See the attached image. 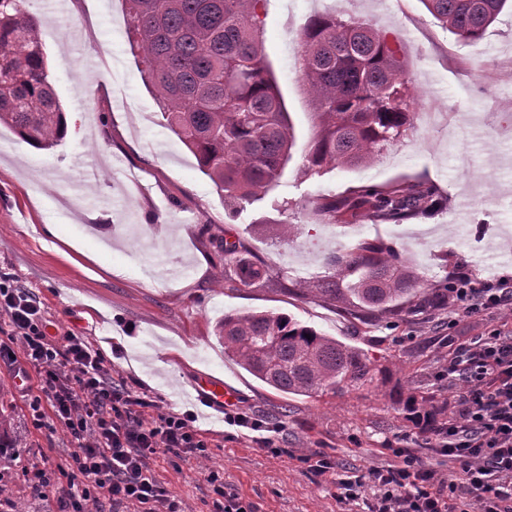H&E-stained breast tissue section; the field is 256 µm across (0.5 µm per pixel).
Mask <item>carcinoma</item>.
<instances>
[{
  "instance_id": "cac0c4a2",
  "label": "carcinoma",
  "mask_w": 512,
  "mask_h": 512,
  "mask_svg": "<svg viewBox=\"0 0 512 512\" xmlns=\"http://www.w3.org/2000/svg\"><path fill=\"white\" fill-rule=\"evenodd\" d=\"M512 0H422L462 43L481 39ZM29 0H0V124L23 141L51 149L67 121L49 76L40 23ZM263 0H125L137 49L166 125L194 155L200 172L240 208L278 186L292 158L294 134L284 99L263 54L257 25ZM398 46L372 24L316 15L297 39L300 73L315 132L303 167H367L413 127L409 80ZM359 203L386 220L432 205L430 190L397 184L359 191ZM240 285L264 279L243 241L220 240ZM336 277L307 289L313 297L382 314L414 300L443 297L419 289L396 255L364 242L331 257ZM224 358L285 396H321L368 380L357 347L286 312L230 311L217 322ZM412 420L429 429L435 415L415 395L400 394Z\"/></svg>"
}]
</instances>
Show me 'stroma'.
Listing matches in <instances>:
<instances>
[{"instance_id": "stroma-1", "label": "stroma", "mask_w": 512, "mask_h": 512, "mask_svg": "<svg viewBox=\"0 0 512 512\" xmlns=\"http://www.w3.org/2000/svg\"><path fill=\"white\" fill-rule=\"evenodd\" d=\"M28 9L41 23L68 129L59 146L41 150L0 128V275L36 298L50 332L100 348L115 383L164 409L194 412L208 442L202 455L151 462L183 512H211L212 471L257 512H362L363 503L338 499L336 477L364 476L395 462L398 449L453 471L397 396L407 390L449 405L462 387L443 374L449 337L511 333L512 312L447 306L369 321L304 290L333 277L328 259L336 250L365 241L394 249L432 287L460 273L476 283L512 281V11L503 10L482 39L462 44L421 0H265L259 38L295 144L279 185L240 211L163 125L131 51L124 0H30ZM317 13L369 22L403 50L414 128L365 168L318 175L303 168L314 128L295 44ZM85 55L94 71L83 68ZM398 183L430 187L434 205L399 222L363 209L336 221L316 212L320 198ZM462 201L469 217L457 223ZM48 224L58 235L45 233ZM286 224L297 227L288 239ZM216 237L243 239L264 267V285L245 288L224 275ZM104 249L108 270L89 257ZM228 310L292 314L360 348L372 378L333 395L283 397L225 360L215 330ZM23 365L18 347L0 352V397L15 411L12 449L0 456V482L10 489L0 512H13L18 499L27 512H57L75 442L51 416H33L12 381ZM203 374L237 389L235 410L267 423L274 451L229 436L219 408L192 394ZM315 450L335 461L336 474L317 476L297 462ZM40 468L50 486L33 499L28 478Z\"/></svg>"}]
</instances>
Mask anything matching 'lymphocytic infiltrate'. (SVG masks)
I'll list each match as a JSON object with an SVG mask.
<instances>
[{"instance_id":"lymphocytic-infiltrate-1","label":"lymphocytic infiltrate","mask_w":512,"mask_h":512,"mask_svg":"<svg viewBox=\"0 0 512 512\" xmlns=\"http://www.w3.org/2000/svg\"><path fill=\"white\" fill-rule=\"evenodd\" d=\"M450 304L476 313L512 308L507 281L473 283L455 277ZM0 320L7 339L34 368L35 389L76 443L73 467L83 483H68L60 512H182L173 492L154 475L159 455L202 452L207 442L195 429L193 412L160 411L148 417L145 401L107 378V360L82 336H51L39 303L0 278ZM466 385L456 396L457 419L434 431L435 448L457 465L442 474L411 455L371 469L366 478L336 481L338 497L365 500L367 512H454L451 500L471 499L475 512H512V336L493 331L473 343L457 344L445 369ZM376 493L365 499L366 486Z\"/></svg>"}]
</instances>
